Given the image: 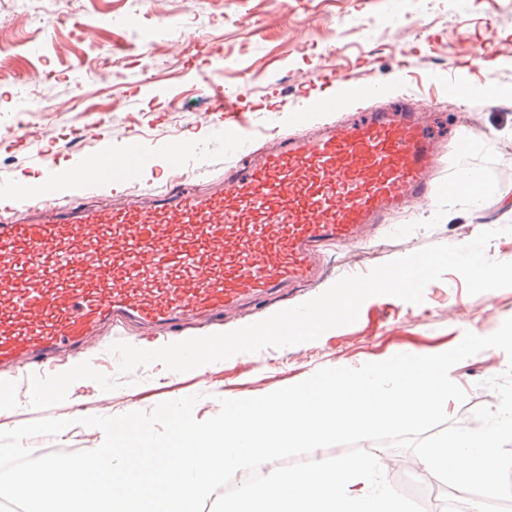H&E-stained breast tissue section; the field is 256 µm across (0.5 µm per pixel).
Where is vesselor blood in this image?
Returning a JSON list of instances; mask_svg holds the SVG:
<instances>
[{"label":"vessel or blood","mask_w":512,"mask_h":512,"mask_svg":"<svg viewBox=\"0 0 512 512\" xmlns=\"http://www.w3.org/2000/svg\"><path fill=\"white\" fill-rule=\"evenodd\" d=\"M230 147L243 142L239 100L209 85ZM443 137L413 105L360 113L315 134L283 136L206 189L177 180L140 191V151L73 173L75 195L0 183V372L57 367L130 328L184 336L284 287L318 277L324 248L354 245L389 214L427 201ZM128 194L105 205L112 182Z\"/></svg>","instance_id":"b4317fda"}]
</instances>
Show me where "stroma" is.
Returning <instances> with one entry per match:
<instances>
[{
    "label": "stroma",
    "mask_w": 512,
    "mask_h": 512,
    "mask_svg": "<svg viewBox=\"0 0 512 512\" xmlns=\"http://www.w3.org/2000/svg\"><path fill=\"white\" fill-rule=\"evenodd\" d=\"M56 7L55 0H0V60L6 62L0 67V124H13L25 112L48 131L37 147L19 136L0 141V182L15 185L23 176L43 174L47 162L63 172L86 155L134 143L141 150L142 185L153 188L168 174L170 150L186 143L191 150L178 175L187 185L206 187L215 166L241 160L227 152L222 123H196L197 115L210 112L211 82L239 94L256 150L284 133L314 131L317 120L345 121L357 109L404 95L416 108L436 114L443 130L469 126L470 151L462 154L445 144L433 196L390 215L362 246H327V281L303 288L288 306L322 294L342 277L368 274L432 244L467 240L481 225L512 222V0H168L160 19L154 15L156 0H71L66 22L51 27L46 20ZM197 35L217 55L197 56ZM102 48L128 63L122 76L96 68ZM145 48L156 51V65L138 66ZM36 65L46 82L35 93L27 78ZM326 68L337 76L324 86L319 73ZM459 82L475 89L494 82L503 94L482 106L468 105L449 94ZM77 86L86 97L83 107L63 116L44 111L46 100ZM318 98L332 102L333 110L310 112ZM98 118L124 126V136L96 146L85 127ZM465 168L485 175L479 203L448 199L449 183ZM509 318L512 288L472 295L464 279L449 272L426 287L422 303L373 296L363 302L356 322L318 340L239 353L201 370L175 373L155 362L129 375L106 366L88 373L86 355L69 358L59 378L45 381L42 400L33 397L34 380L12 387L0 430L71 416L75 425L26 444L39 456L57 448L80 451L81 417L149 412L161 402L193 396V415L202 421L218 413L220 399L262 396L321 368H357L402 349L445 352L464 332L487 336ZM508 363L496 348L457 363L454 376L466 399L450 401V423L473 428L478 407L496 408V394L486 382ZM365 448L390 461L391 484L425 512H449L432 507L413 451L371 442Z\"/></svg>",
    "instance_id": "obj_1"
}]
</instances>
